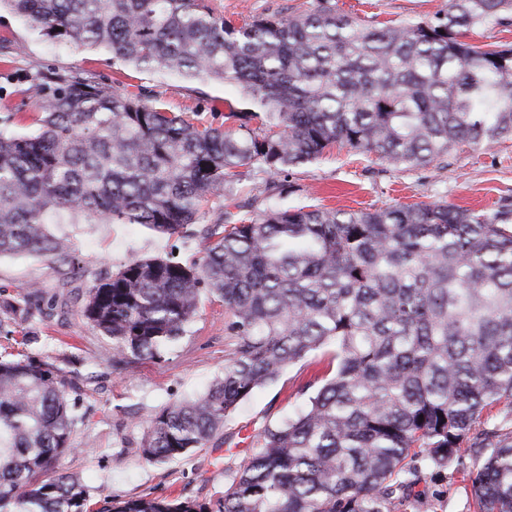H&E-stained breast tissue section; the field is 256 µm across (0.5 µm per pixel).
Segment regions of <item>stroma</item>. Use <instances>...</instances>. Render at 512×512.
I'll use <instances>...</instances> for the list:
<instances>
[{"label": "stroma", "instance_id": "35a3bbf8", "mask_svg": "<svg viewBox=\"0 0 512 512\" xmlns=\"http://www.w3.org/2000/svg\"><path fill=\"white\" fill-rule=\"evenodd\" d=\"M364 27L426 21L444 14L448 0H330ZM315 0H209L215 13L235 24L258 16H288L313 8ZM20 44L14 60L0 55V118L10 117L9 132L36 131L37 105L26 93V73L52 68L105 83L120 81L128 90L143 85L158 92L168 108L187 117L221 124L225 100L237 91L223 83L150 75L117 66L101 49L69 46L43 37L8 9L0 10V40ZM274 181L270 198H257L258 186ZM447 202L464 208L494 210L512 204V140L466 147L444 161L415 169L395 167L335 145L312 162L268 176L261 168L242 169L223 195L204 205L187 232L160 235L132 224H55L81 260L78 271L67 262H47L32 254L0 257V354H23L58 367L75 405L73 452L60 456L56 471L84 487L90 512H110L113 500L158 497L214 505L235 472L247 462L255 443H243L244 430L260 431L304 407L330 374L331 348L310 353L287 367L273 382L244 400L208 445L166 463H151L140 451L154 417L169 404L204 393L222 374L232 340L224 334V303L210 293L200 297L184 336L160 358L113 364L111 337L93 328L82 311L89 286L131 261L172 257L186 265L203 256V231L225 217L239 219L273 207L320 205L341 210ZM37 295L27 296V286ZM28 344H21V337ZM414 495L394 512H473L474 455L462 446L458 459L444 468L416 458Z\"/></svg>", "mask_w": 512, "mask_h": 512}]
</instances>
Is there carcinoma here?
I'll list each match as a JSON object with an SVG mask.
<instances>
[{
  "instance_id": "obj_1",
  "label": "carcinoma",
  "mask_w": 512,
  "mask_h": 512,
  "mask_svg": "<svg viewBox=\"0 0 512 512\" xmlns=\"http://www.w3.org/2000/svg\"><path fill=\"white\" fill-rule=\"evenodd\" d=\"M42 35L103 49L149 74L232 86L224 129L172 112L154 90L78 74L26 75L38 133L0 129V256L74 262L49 224H137L174 235L239 169L277 175L342 142L393 166L512 139V47L468 32L512 0H448L430 21L366 28L330 0L240 26L207 0H0ZM207 291L234 348L201 396L160 410L140 451L163 463L206 447L242 401L333 346L334 374L307 406L257 434L216 502H112L109 512H393L417 448L442 468L512 401V205L420 202L336 211L268 208L206 236L200 265L129 262L88 289L84 318L119 362L153 359ZM74 405L48 363L0 360V512H88L65 475ZM476 512H512V431L472 444Z\"/></svg>"
}]
</instances>
